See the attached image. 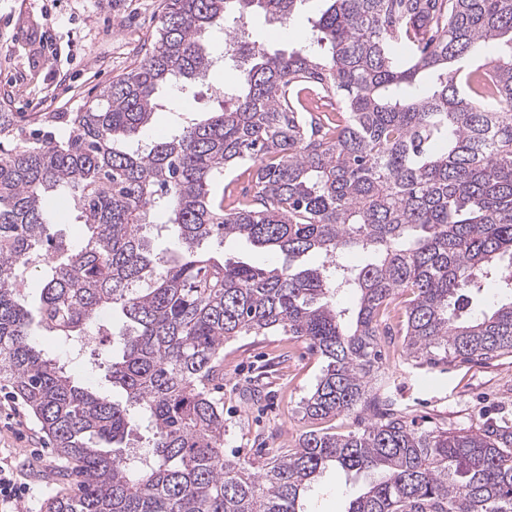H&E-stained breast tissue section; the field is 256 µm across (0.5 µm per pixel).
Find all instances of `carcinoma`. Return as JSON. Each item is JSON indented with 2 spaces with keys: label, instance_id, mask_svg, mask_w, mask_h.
Returning <instances> with one entry per match:
<instances>
[{
  "label": "carcinoma",
  "instance_id": "cac0c4a2",
  "mask_svg": "<svg viewBox=\"0 0 512 512\" xmlns=\"http://www.w3.org/2000/svg\"><path fill=\"white\" fill-rule=\"evenodd\" d=\"M302 2L166 0L151 46L96 101L45 114L42 132L0 112V383L31 410L65 462L58 481L72 486L44 512H304L330 467L363 480L345 512H512V421L415 428L387 408L379 339L403 296L413 360L512 352V0H329L311 33L325 54L259 45L218 109L126 147L162 108L163 84L208 77L205 34L230 16L241 28L256 13L286 24ZM310 89L340 111H302ZM245 162L253 195L226 204L217 188ZM62 198L77 239L57 229ZM158 212L166 223L154 224ZM151 225L178 250L155 252ZM229 240L281 264H228L211 246ZM350 250L365 263L343 264ZM310 253L322 264L303 265ZM486 281L495 308L461 314ZM344 288L358 296L351 312L337 302ZM36 327L65 345L91 328L112 337L105 362L125 403L68 375ZM277 331L324 362L303 416L352 415L357 427L309 430L256 471L224 458L215 391L224 345ZM134 425L152 433L145 458L122 447Z\"/></svg>",
  "mask_w": 512,
  "mask_h": 512
}]
</instances>
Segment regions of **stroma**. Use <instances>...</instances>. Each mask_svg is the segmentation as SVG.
Instances as JSON below:
<instances>
[{"label": "stroma", "mask_w": 512, "mask_h": 512, "mask_svg": "<svg viewBox=\"0 0 512 512\" xmlns=\"http://www.w3.org/2000/svg\"><path fill=\"white\" fill-rule=\"evenodd\" d=\"M164 0H0V110L36 125L47 112H74L135 67L159 26ZM231 73L216 64L208 82L183 93L180 82L160 90L167 110L155 113L142 142L166 135L177 110L216 108V89ZM395 305L383 337L381 366L388 393L421 429L453 432L512 417V353L484 364L416 365L399 334ZM323 366L308 342L280 332L242 336L224 348V456L265 463L268 448H295L309 425L302 402ZM0 462L31 485L20 512H41L62 492L59 462L34 415L10 386L0 384ZM360 481L328 470L307 498L308 512H342Z\"/></svg>", "instance_id": "stroma-1"}]
</instances>
